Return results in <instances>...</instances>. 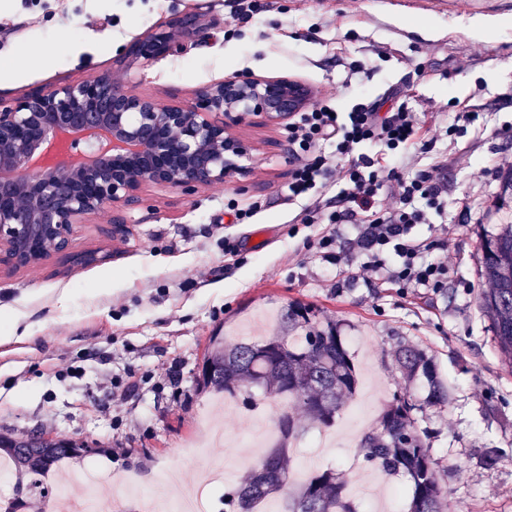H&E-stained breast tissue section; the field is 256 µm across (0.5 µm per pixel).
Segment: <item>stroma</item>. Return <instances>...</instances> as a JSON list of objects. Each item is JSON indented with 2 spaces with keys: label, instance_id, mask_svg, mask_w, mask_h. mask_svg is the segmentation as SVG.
<instances>
[{
  "label": "stroma",
  "instance_id": "obj_1",
  "mask_svg": "<svg viewBox=\"0 0 512 512\" xmlns=\"http://www.w3.org/2000/svg\"><path fill=\"white\" fill-rule=\"evenodd\" d=\"M199 10L211 39L148 62L126 57L146 32ZM128 69L129 91L166 102L242 73L299 80L340 112L399 90L431 143L426 153L401 149L405 175L445 163L448 211L415 231L431 244L425 259L447 258L448 284L404 294L387 280L358 278L364 256L350 224L340 227L342 262L326 258L318 239L330 229L327 215L343 207L335 182L317 201L318 223H301V203L284 191L287 122L234 123L251 150L224 183L190 194L147 184L137 204L75 226L72 251L97 253V263L54 257L0 270V433L91 447L68 469L99 463L112 475L100 501L139 512L123 476L136 472L149 484L180 463L201 419L224 426L225 442L210 446L215 456L240 455L235 441L256 420L277 423L285 410L305 420L293 400L232 411L198 385L210 336L267 335L265 314L282 319L299 302L336 323L364 370L371 419L398 396L421 404L424 388L406 385L393 355L422 349L448 387L446 405L416 414L444 473V512H512V368L478 304L482 214L512 217V202L495 206L512 172V0H493L489 12L415 0H269L249 20L239 18L237 0H0V101L99 74L125 82ZM463 107L477 119L460 127ZM476 201L482 210L460 223ZM231 207L250 218L231 223ZM228 243L237 260L225 257ZM336 420L343 435L317 467L361 481L364 427ZM490 452L500 457L493 468L484 464Z\"/></svg>",
  "mask_w": 512,
  "mask_h": 512
}]
</instances>
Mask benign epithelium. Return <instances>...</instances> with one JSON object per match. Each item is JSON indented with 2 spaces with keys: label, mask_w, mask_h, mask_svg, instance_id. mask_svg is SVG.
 <instances>
[{
  "label": "benign epithelium",
  "mask_w": 512,
  "mask_h": 512,
  "mask_svg": "<svg viewBox=\"0 0 512 512\" xmlns=\"http://www.w3.org/2000/svg\"><path fill=\"white\" fill-rule=\"evenodd\" d=\"M203 14L179 16L133 42L126 55L149 61L175 54L186 34L205 35ZM311 89L288 77L235 75L203 88L185 103L131 93L107 75L35 89L0 102V266L24 268L65 252L74 226L107 206L134 205L147 183L190 192L221 184L232 158L248 151L227 120L281 122L305 108ZM106 126L135 150L109 155L91 138L58 142L59 151L94 159L70 171L46 155L31 164L58 130Z\"/></svg>",
  "instance_id": "obj_1"
}]
</instances>
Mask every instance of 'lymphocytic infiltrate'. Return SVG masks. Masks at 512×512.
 I'll return each mask as SVG.
<instances>
[{
  "label": "lymphocytic infiltrate",
  "mask_w": 512,
  "mask_h": 512,
  "mask_svg": "<svg viewBox=\"0 0 512 512\" xmlns=\"http://www.w3.org/2000/svg\"><path fill=\"white\" fill-rule=\"evenodd\" d=\"M421 124L415 113L399 104L385 113L375 104L358 103L339 112L326 104L313 105L299 113L288 126L292 169L287 185L292 200L314 199L328 177H335L347 207L332 212L329 223L360 222V247L367 257L360 268L368 277L382 267L380 256L390 252L398 263L389 281L405 288H442L448 275L444 262L425 260L427 244L413 237V229L430 221L431 214H444L448 200L442 188V166L434 163L406 177L395 161L380 162L362 151L363 145L378 144L394 151L418 138ZM336 146L335 154L324 151ZM391 191L393 206L379 208L376 197Z\"/></svg>",
  "instance_id": "1"
}]
</instances>
